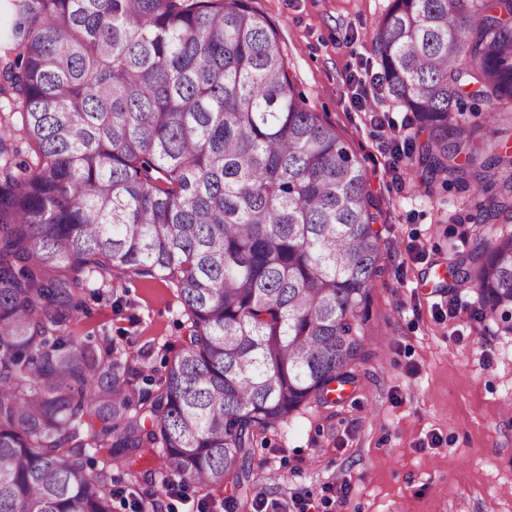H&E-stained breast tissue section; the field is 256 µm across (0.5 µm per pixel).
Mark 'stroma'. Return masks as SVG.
Instances as JSON below:
<instances>
[{
  "label": "stroma",
  "instance_id": "obj_1",
  "mask_svg": "<svg viewBox=\"0 0 512 512\" xmlns=\"http://www.w3.org/2000/svg\"><path fill=\"white\" fill-rule=\"evenodd\" d=\"M281 36L289 73L310 111L334 125L360 161L380 216L383 274L366 309L369 357L333 405L302 407L259 439L249 491L178 484V512H512V335L477 320L472 291L449 294L448 259L475 224L468 189L421 180L403 141L411 113L389 99L361 109L347 79L375 73L372 37L392 0H250ZM74 335L107 338L130 371L163 374L187 336L174 285L84 287ZM346 482L345 493L328 495Z\"/></svg>",
  "mask_w": 512,
  "mask_h": 512
}]
</instances>
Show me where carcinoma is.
Listing matches in <instances>:
<instances>
[{"instance_id":"cac0c4a2","label":"carcinoma","mask_w":512,"mask_h":512,"mask_svg":"<svg viewBox=\"0 0 512 512\" xmlns=\"http://www.w3.org/2000/svg\"><path fill=\"white\" fill-rule=\"evenodd\" d=\"M0 39V512H112L157 453L202 490L250 484L259 437L354 383L381 276L364 170L296 92L249 0H14ZM381 90L412 163L512 222V0H393ZM31 154L18 158L16 135ZM453 286L512 333V229ZM174 285L189 336L145 388L78 341L81 284ZM109 449L97 466L90 451Z\"/></svg>"}]
</instances>
